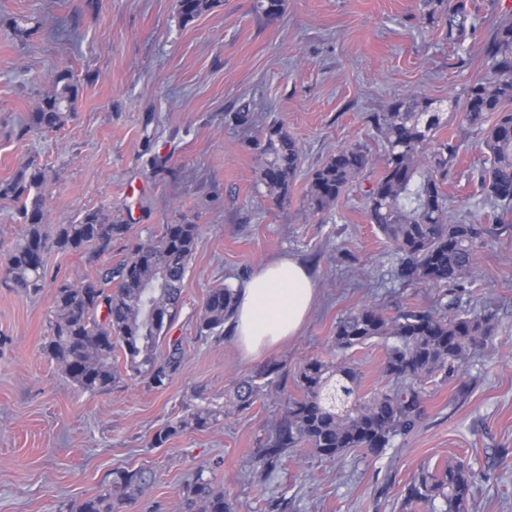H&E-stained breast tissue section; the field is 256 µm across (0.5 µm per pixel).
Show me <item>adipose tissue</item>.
<instances>
[{"label":"adipose tissue","mask_w":512,"mask_h":512,"mask_svg":"<svg viewBox=\"0 0 512 512\" xmlns=\"http://www.w3.org/2000/svg\"><path fill=\"white\" fill-rule=\"evenodd\" d=\"M314 298V278L306 266L292 258L272 261L239 288L232 336L249 355L296 336Z\"/></svg>","instance_id":"ef3b65f1"}]
</instances>
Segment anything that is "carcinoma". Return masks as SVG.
Wrapping results in <instances>:
<instances>
[{"label":"carcinoma","mask_w":512,"mask_h":512,"mask_svg":"<svg viewBox=\"0 0 512 512\" xmlns=\"http://www.w3.org/2000/svg\"><path fill=\"white\" fill-rule=\"evenodd\" d=\"M216 0H177L180 19L191 22L209 11ZM285 0H255L254 9L268 18L279 16ZM420 23L436 27L442 39L461 46L474 32L467 0H419ZM0 25L19 38L37 30L24 16ZM491 74L474 79L462 99L441 103L408 90L383 112L371 116L385 145L381 174L366 192L370 223L391 247L392 276L406 286L462 288L471 283L478 250L495 236L496 224H456L448 220V168L458 147L439 135L448 111L484 132L487 159L479 177L484 198L500 209V221L512 215V17H499L482 48ZM79 85L61 70L53 89L27 115L26 129L62 128L73 112ZM301 150L282 124L262 132L257 159L259 181L267 196L288 200L297 175ZM369 158L356 144L336 149L314 172L306 191L307 210L315 217L329 210L359 179ZM47 181L44 169L33 164L0 182V197L18 204L24 230L10 248L0 252L4 280L29 295L44 288L50 251L79 253L95 265L112 251V238L123 236L126 224L112 215L89 210L73 224H47ZM199 238L198 225L182 220L165 224L157 235L134 243L115 264L78 282L65 279L53 295L50 336L44 348L61 371L78 387L103 392L119 379L113 364L121 353L125 373L154 389L165 388L182 362V343L167 338L178 311L176 286L183 283ZM237 291L229 286L208 293L196 319L201 338L224 334L233 318ZM495 313L475 314L461 294L430 309H412L387 316L366 302L336 322L332 345L340 359L309 358L298 374L299 395L288 397L286 416L268 447L253 460L258 478L273 473L282 458L304 448L321 458L351 450L379 457L398 438L415 430L423 414L430 384H448L449 374L462 369L470 357L492 345ZM167 342L166 351L159 350ZM384 348L385 373L393 380L369 393L361 392L362 374L349 352L372 343ZM279 367L266 365L237 386V410L249 408L273 383ZM221 409L195 405L183 417L168 422L154 436L152 447L163 446L187 429L205 430L220 421ZM492 478L491 468L476 469L467 461L450 459L440 469H420L410 478L402 499L406 512H470L474 485ZM154 481L145 468L113 473L96 494L69 512H121ZM181 512H239L213 479L198 473L180 491Z\"/></svg>","instance_id":"carcinoma-1"}]
</instances>
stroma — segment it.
I'll return each mask as SVG.
<instances>
[{
    "label": "stroma",
    "instance_id": "1",
    "mask_svg": "<svg viewBox=\"0 0 512 512\" xmlns=\"http://www.w3.org/2000/svg\"><path fill=\"white\" fill-rule=\"evenodd\" d=\"M253 4L217 0L186 23L176 0H0L1 19L40 23L25 41L0 27V181L38 164L49 172V223L103 209L128 226L97 266L50 252L39 295L0 282V512H66L113 471L141 466L155 480L124 512H179L180 487L200 471L241 512H268V499L281 495L287 512H400L412 474L451 458L492 465L498 475L474 488L472 512H512V231L481 250L467 290L472 309L495 312L497 334L463 368L472 382L466 397L450 384L429 388L417 429L380 457L291 456L266 482L252 476L299 369L309 357H330L342 315L366 302L393 315L441 297L442 288L405 287L391 276L389 246L365 209L384 155L369 116L407 90L442 100L485 75L480 49L490 20L511 12L512 0H468L477 29L460 49L418 22L417 0H286L275 18ZM64 68L80 83L71 118L54 133L24 132L27 113ZM278 123L301 149L285 203L260 185L254 146ZM443 133L460 145L449 213L458 223H492L496 211L477 186L480 130L457 112ZM345 143L363 147L369 164L336 205L309 216L308 184ZM183 218L199 224L200 236L169 331L183 344L178 374L163 390L124 376L108 391H83L43 349L56 278L93 274L130 242ZM281 256L299 259L315 280L298 336L249 358L232 334L198 338L211 289L240 288ZM270 363L280 365L279 378L250 408L231 410L237 382ZM189 403L226 414L152 447Z\"/></svg>",
    "mask_w": 512,
    "mask_h": 512
}]
</instances>
